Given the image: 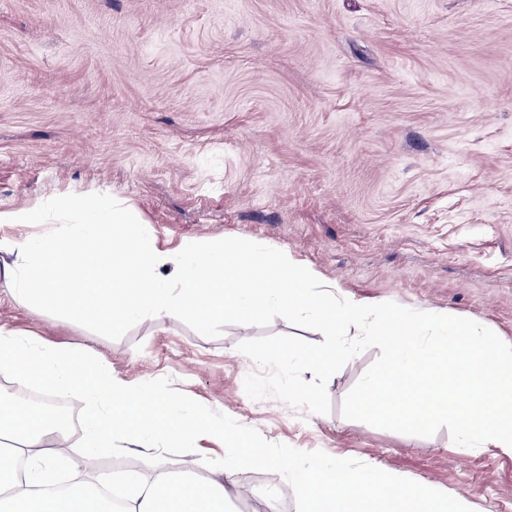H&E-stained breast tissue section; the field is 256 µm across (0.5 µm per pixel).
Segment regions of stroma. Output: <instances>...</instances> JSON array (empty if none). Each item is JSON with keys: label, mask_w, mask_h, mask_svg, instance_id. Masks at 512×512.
Returning <instances> with one entry per match:
<instances>
[{"label": "stroma", "mask_w": 512, "mask_h": 512, "mask_svg": "<svg viewBox=\"0 0 512 512\" xmlns=\"http://www.w3.org/2000/svg\"><path fill=\"white\" fill-rule=\"evenodd\" d=\"M107 193L157 233L171 277L188 241L290 251L339 295L467 318L512 344V0H0V212ZM0 325L105 354L128 385L180 397L223 440L171 443L218 468L230 451L371 468L470 512H512V455L461 452L343 418L380 350L353 357L315 414L251 400L240 341L312 328L173 315L111 340L0 293ZM228 502L242 512L254 481Z\"/></svg>", "instance_id": "35a3bbf8"}]
</instances>
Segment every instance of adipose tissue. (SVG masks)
Instances as JSON below:
<instances>
[{
	"instance_id": "ef3b65f1",
	"label": "adipose tissue",
	"mask_w": 512,
	"mask_h": 512,
	"mask_svg": "<svg viewBox=\"0 0 512 512\" xmlns=\"http://www.w3.org/2000/svg\"><path fill=\"white\" fill-rule=\"evenodd\" d=\"M19 373L46 379L52 390L64 396L83 393L87 398L84 435L80 450H72L55 417L32 416L0 395V437L18 441L16 447L0 451V512H108L96 494L113 482L112 473L95 464L105 448L119 451L128 444L151 463L149 474H124V483L134 490L125 512H227L228 485L244 470L267 462L257 452L232 453L210 476L198 474L191 461L182 474H174L163 461L167 443L189 446L208 434L223 436V428L186 419L151 387H129L104 356L81 347L42 346L0 325V374ZM276 465L287 470L296 498L305 504L322 491L344 487L336 512H362V504L376 501L392 504L393 512H469L466 499L446 505L427 486L403 492L375 469L359 472L306 463L295 450ZM63 466L77 487L64 499L49 493Z\"/></svg>"
}]
</instances>
